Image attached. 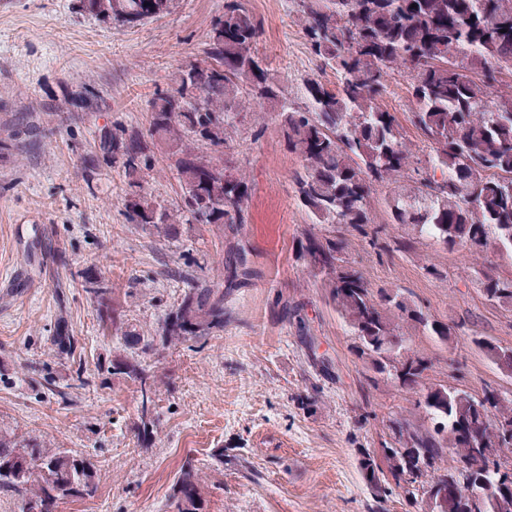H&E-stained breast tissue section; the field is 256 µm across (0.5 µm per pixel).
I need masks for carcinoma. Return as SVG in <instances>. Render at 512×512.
I'll return each mask as SVG.
<instances>
[{
  "mask_svg": "<svg viewBox=\"0 0 512 512\" xmlns=\"http://www.w3.org/2000/svg\"><path fill=\"white\" fill-rule=\"evenodd\" d=\"M175 0H81L97 16L134 26L170 11ZM247 0H224L211 21L203 56L155 94L147 136L170 150L181 194L162 205L148 193L154 155L139 137L114 136L102 155L121 161L129 187L127 218L168 234L176 224H214L235 232L247 223L246 177L229 165L239 116L254 108L277 110L279 132L288 151L301 160L294 172L299 201L311 223L349 226L361 232L378 212L387 223L408 229L396 248L408 251L416 237L446 251L462 250L487 264L473 269L487 300L512 304V278L495 274L488 253L512 251V90H495L498 77L512 75V0H295L296 17L317 71L303 79L301 103H288L281 81L259 58L255 45L261 24ZM338 83L321 79L326 69ZM409 80L414 110L410 122L424 137L414 142L394 112L382 105L388 79ZM299 259L327 288L336 312L357 340V352L378 374L405 388L421 384L424 363L405 350L402 326L422 328L446 341L448 325L431 321L398 288H376L346 257L342 240L310 238ZM245 264L237 245L224 258L225 282ZM98 302L103 329L124 340L129 353L115 356L107 372L137 384L139 420L154 427L155 375L141 362L154 350V336L124 329L123 314L109 303L103 280L84 279ZM224 328V292L217 285L192 283L161 327L160 341L201 339ZM497 367L512 375V347L474 339ZM419 406L431 427L408 423L406 448H382L388 472L373 453L363 455L370 486H395L415 495L416 484L433 490L424 512H512V491L478 503L452 487L455 471L442 466L446 452L457 465L493 449L499 478L502 458L512 456V437L497 423L512 425V396L494 387L476 401L443 385L422 389ZM97 466L82 452L0 431V499L18 500L21 512H55L59 501L96 494ZM177 512H207L205 480L192 463L182 466L172 486Z\"/></svg>",
  "mask_w": 512,
  "mask_h": 512,
  "instance_id": "1",
  "label": "carcinoma"
}]
</instances>
